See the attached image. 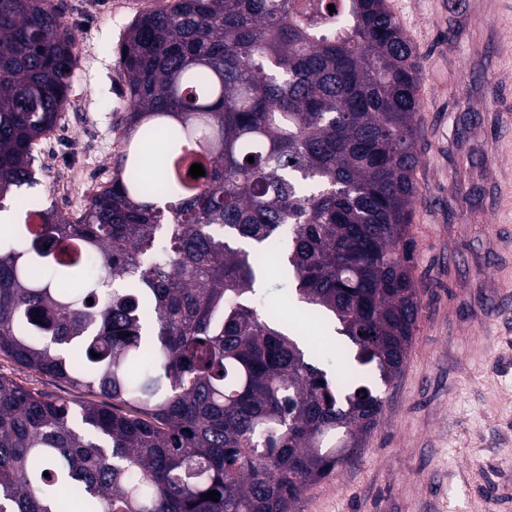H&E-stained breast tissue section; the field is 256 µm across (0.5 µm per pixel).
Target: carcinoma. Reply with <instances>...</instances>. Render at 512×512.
<instances>
[{"label": "carcinoma", "mask_w": 512, "mask_h": 512, "mask_svg": "<svg viewBox=\"0 0 512 512\" xmlns=\"http://www.w3.org/2000/svg\"><path fill=\"white\" fill-rule=\"evenodd\" d=\"M74 43L49 0H0V209L39 218L0 233V354L74 391L0 376V512H294L358 458L417 329V51L385 0L142 12L112 189L70 221L24 189Z\"/></svg>", "instance_id": "obj_1"}]
</instances>
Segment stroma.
<instances>
[{
    "mask_svg": "<svg viewBox=\"0 0 512 512\" xmlns=\"http://www.w3.org/2000/svg\"><path fill=\"white\" fill-rule=\"evenodd\" d=\"M62 2L86 62L29 194L71 215L112 178L128 111L115 47L130 17L121 0ZM402 2L428 89L410 226L424 309L359 460L297 512H512V315L493 307L512 293V5Z\"/></svg>",
    "mask_w": 512,
    "mask_h": 512,
    "instance_id": "35a3bbf8",
    "label": "stroma"
}]
</instances>
